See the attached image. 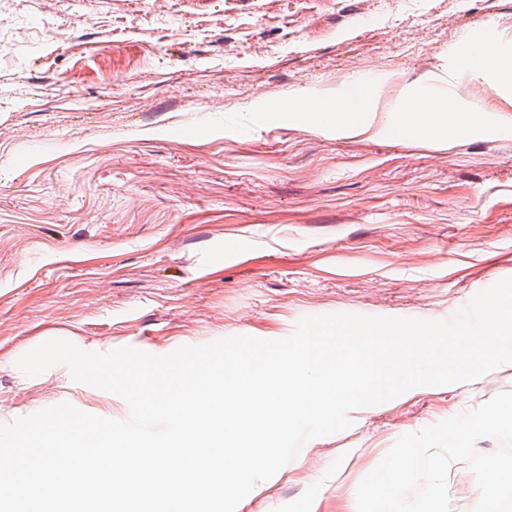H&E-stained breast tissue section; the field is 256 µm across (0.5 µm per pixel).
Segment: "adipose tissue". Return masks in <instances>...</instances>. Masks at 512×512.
I'll use <instances>...</instances> for the list:
<instances>
[{"label":"adipose tissue","mask_w":512,"mask_h":512,"mask_svg":"<svg viewBox=\"0 0 512 512\" xmlns=\"http://www.w3.org/2000/svg\"><path fill=\"white\" fill-rule=\"evenodd\" d=\"M375 110L374 94L361 89L355 92L352 101L333 105L329 118L334 127L364 133L373 126ZM392 110L397 113L398 118L387 124V131L415 138L440 139L446 132L458 129L460 125L465 124L477 129L486 121L485 113L460 105L447 104L433 98L427 92L399 99Z\"/></svg>","instance_id":"adipose-tissue-1"}]
</instances>
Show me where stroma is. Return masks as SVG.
<instances>
[{"mask_svg":"<svg viewBox=\"0 0 512 512\" xmlns=\"http://www.w3.org/2000/svg\"><path fill=\"white\" fill-rule=\"evenodd\" d=\"M476 27L512 54V0H0V423L128 416L67 364L17 368L52 339L165 355L313 315L445 321L512 278V85L458 79ZM436 84L487 128L385 132L384 105ZM360 87L368 132L291 110ZM511 390L505 364L352 411L236 512H348L402 435ZM447 488L473 512L465 464Z\"/></svg>","mask_w":512,"mask_h":512,"instance_id":"obj_1","label":"stroma"}]
</instances>
